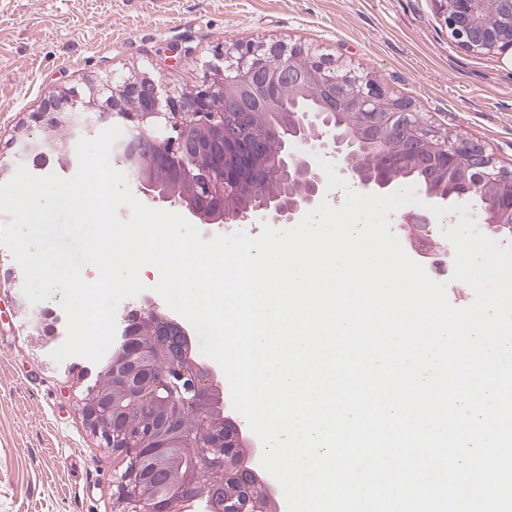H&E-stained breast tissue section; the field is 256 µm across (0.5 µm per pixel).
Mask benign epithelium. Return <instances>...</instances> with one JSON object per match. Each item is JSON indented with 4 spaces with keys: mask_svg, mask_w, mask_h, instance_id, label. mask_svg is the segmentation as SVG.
<instances>
[{
    "mask_svg": "<svg viewBox=\"0 0 512 512\" xmlns=\"http://www.w3.org/2000/svg\"><path fill=\"white\" fill-rule=\"evenodd\" d=\"M451 36L478 53L512 52V0H437ZM123 120L127 141L116 145L120 161L139 162L133 172L139 194L178 204L198 224H296L326 194V179L314 155L336 162L337 173L360 192L390 194L412 172L432 205L481 203L483 231L512 243V172L496 167L487 149L422 125L412 103L389 97L380 85L341 73L301 49L233 42L224 60L203 65L200 83L188 91L168 89L161 79L139 74L48 94L35 116L38 136H28L17 158L70 151L64 129L93 131L98 123ZM165 161L181 189L152 178ZM400 224L435 223L425 209L403 213ZM152 326L151 339L124 337L128 365L108 357L95 367L82 411L106 447L127 462L121 475L125 512H170L168 500L146 487V470L161 449L144 442L155 431L150 405L164 404L174 420L198 417L193 447L180 449L186 479L175 487L196 491L199 472L224 474L208 494V512H261L250 473L224 469L238 451L240 426L230 420L215 430L199 403L213 397L223 371L183 357L190 330L154 307L136 311L135 325ZM149 407L112 420V393Z\"/></svg>",
    "mask_w": 512,
    "mask_h": 512,
    "instance_id": "1",
    "label": "benign epithelium"
}]
</instances>
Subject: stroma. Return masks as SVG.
Returning <instances> with one entry per match:
<instances>
[{
	"label": "stroma",
	"instance_id": "35a3bbf8",
	"mask_svg": "<svg viewBox=\"0 0 512 512\" xmlns=\"http://www.w3.org/2000/svg\"><path fill=\"white\" fill-rule=\"evenodd\" d=\"M233 41L323 56L512 171V56L458 46L436 0H0V161L51 90L133 72L189 89ZM22 283L0 245V512H123L126 464L82 412L89 361L51 359L66 320Z\"/></svg>",
	"mask_w": 512,
	"mask_h": 512
}]
</instances>
